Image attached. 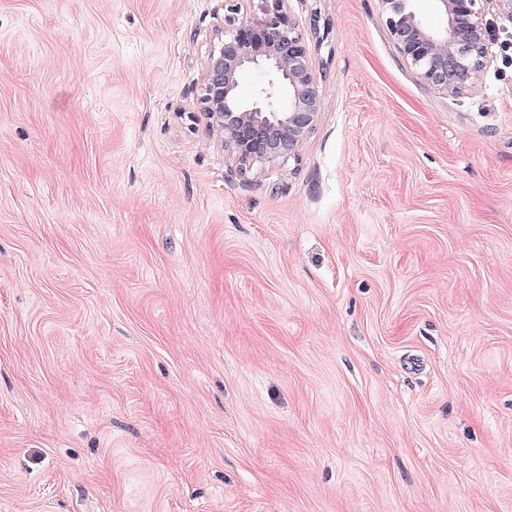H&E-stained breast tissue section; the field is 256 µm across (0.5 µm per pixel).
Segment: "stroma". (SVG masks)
<instances>
[{
  "instance_id": "obj_1",
  "label": "stroma",
  "mask_w": 512,
  "mask_h": 512,
  "mask_svg": "<svg viewBox=\"0 0 512 512\" xmlns=\"http://www.w3.org/2000/svg\"><path fill=\"white\" fill-rule=\"evenodd\" d=\"M289 7L320 115L244 173L224 0H0V512H512V22L451 95Z\"/></svg>"
}]
</instances>
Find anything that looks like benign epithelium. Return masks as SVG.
<instances>
[{"mask_svg":"<svg viewBox=\"0 0 512 512\" xmlns=\"http://www.w3.org/2000/svg\"><path fill=\"white\" fill-rule=\"evenodd\" d=\"M262 17L238 19L225 0L224 38L211 49L198 83V102L209 129L245 170L297 156L316 125L320 98L306 42L288 12V0H251ZM444 18L430 26L414 0H379L390 38L427 85L450 94L475 87L494 30L484 0H433ZM249 69L261 81L246 102L241 79Z\"/></svg>","mask_w":512,"mask_h":512,"instance_id":"benign-epithelium-1","label":"benign epithelium"}]
</instances>
